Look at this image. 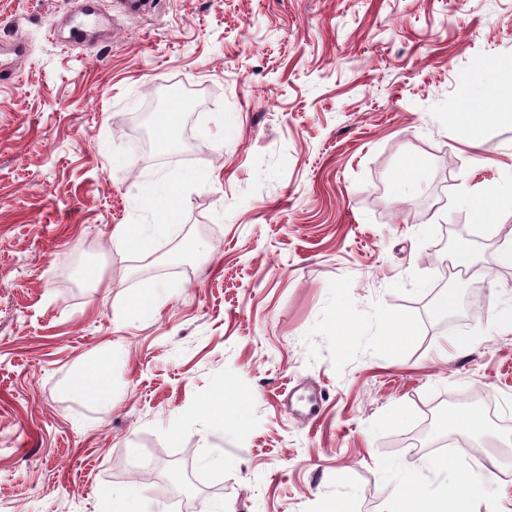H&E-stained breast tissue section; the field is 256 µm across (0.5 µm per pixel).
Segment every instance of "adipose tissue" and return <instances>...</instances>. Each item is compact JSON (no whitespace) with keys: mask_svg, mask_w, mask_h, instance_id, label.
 <instances>
[{"mask_svg":"<svg viewBox=\"0 0 512 512\" xmlns=\"http://www.w3.org/2000/svg\"><path fill=\"white\" fill-rule=\"evenodd\" d=\"M434 467L444 477V490L411 486L394 499L391 512H470L471 503L493 493L491 479L460 474L451 459H436Z\"/></svg>","mask_w":512,"mask_h":512,"instance_id":"obj_1","label":"adipose tissue"}]
</instances>
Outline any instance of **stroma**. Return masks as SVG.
Here are the masks:
<instances>
[{
    "instance_id": "35a3bbf8",
    "label": "stroma",
    "mask_w": 512,
    "mask_h": 512,
    "mask_svg": "<svg viewBox=\"0 0 512 512\" xmlns=\"http://www.w3.org/2000/svg\"><path fill=\"white\" fill-rule=\"evenodd\" d=\"M97 3L84 27L75 0H0V45L28 47L0 82V512H102L132 488L152 512H388L439 483L414 433L468 408L486 428L450 456L495 474L475 512H512V210L482 224L464 200L512 166V0ZM171 180L168 232L116 247ZM150 288L162 306L129 315ZM105 357L111 401L78 395ZM237 402L246 425L210 412ZM165 457L188 501L153 482Z\"/></svg>"
}]
</instances>
